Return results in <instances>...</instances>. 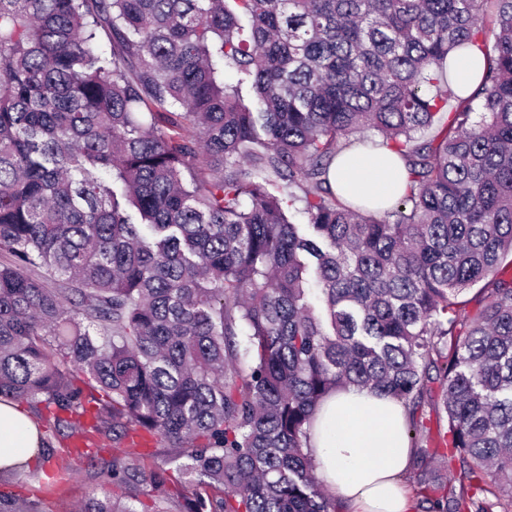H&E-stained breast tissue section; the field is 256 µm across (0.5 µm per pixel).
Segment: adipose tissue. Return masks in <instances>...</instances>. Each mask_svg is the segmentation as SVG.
<instances>
[{"label":"adipose tissue","mask_w":512,"mask_h":512,"mask_svg":"<svg viewBox=\"0 0 512 512\" xmlns=\"http://www.w3.org/2000/svg\"><path fill=\"white\" fill-rule=\"evenodd\" d=\"M336 190L353 201H388L403 187L392 153L357 150L341 156L331 173ZM313 436L316 471L350 512H411L403 481L410 465L403 406L370 389L350 387L322 405ZM39 428L15 404L0 402V467L35 464Z\"/></svg>","instance_id":"1"}]
</instances>
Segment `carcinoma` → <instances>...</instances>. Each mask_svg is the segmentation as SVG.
Masks as SVG:
<instances>
[{
  "label": "carcinoma",
  "instance_id": "1",
  "mask_svg": "<svg viewBox=\"0 0 512 512\" xmlns=\"http://www.w3.org/2000/svg\"><path fill=\"white\" fill-rule=\"evenodd\" d=\"M353 147L390 207L333 190ZM0 252V400L85 443L76 512H347L305 448L349 385L420 512L512 507V0H0ZM58 483L2 467L0 512ZM394 160L401 167L397 157L388 151L385 154L346 152L336 161L331 173L334 188L354 202L389 201L403 189V174Z\"/></svg>",
  "mask_w": 512,
  "mask_h": 512
}]
</instances>
